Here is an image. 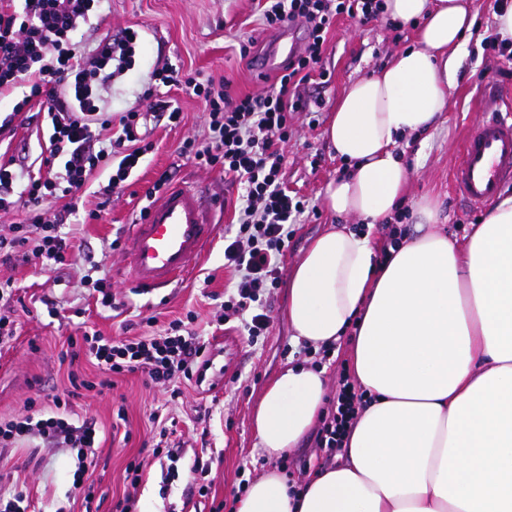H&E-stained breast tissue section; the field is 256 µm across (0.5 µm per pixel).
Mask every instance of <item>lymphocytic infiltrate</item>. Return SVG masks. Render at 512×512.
Returning a JSON list of instances; mask_svg holds the SVG:
<instances>
[{
  "label": "lymphocytic infiltrate",
  "mask_w": 512,
  "mask_h": 512,
  "mask_svg": "<svg viewBox=\"0 0 512 512\" xmlns=\"http://www.w3.org/2000/svg\"><path fill=\"white\" fill-rule=\"evenodd\" d=\"M100 0H0V96L17 89L25 94L15 107L24 112L38 104L53 132L40 145L41 172L26 175L25 164L0 155V212L13 209L16 194L29 206L23 222L0 235V263L10 261L17 248L32 245L42 268L67 265L72 244L63 231L77 217V200L96 172L107 174L98 190L99 201L89 219H99L113 191L124 188L151 148L140 132L144 113L130 109L112 119L98 106L102 90L135 62L140 35L127 29L119 42L103 38L92 53H77L74 33L89 24ZM382 0H265L263 22L276 27L287 20L306 24L303 53L291 60L271 88L262 94L230 96L213 82H194L172 66L156 69L155 81L165 87L186 85L204 101L210 136L206 143L189 140L181 151L197 165L222 167L241 188L233 235L224 240V267L234 281L223 304L225 319L238 320L249 338L266 330L270 316L267 298L279 284V263L285 255L290 227L304 211L280 182L282 144L288 139V120L311 105L299 88L319 74L328 49V33L338 17L362 22L383 18ZM210 343L183 319L171 320L151 334L105 337L86 333L71 340L70 357L86 356L110 373V380L80 381L88 391L113 388V376L141 372L152 383L180 398L182 380L203 382L210 368ZM363 394L349 376H341L316 434L326 456L340 451ZM25 437H37L55 447L74 450L77 468L74 489H81L94 459V422L76 423L67 417L45 416L36 399L23 412L0 422V447H12Z\"/></svg>",
  "instance_id": "f902f5d3"
}]
</instances>
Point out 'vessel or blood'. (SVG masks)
Instances as JSON below:
<instances>
[{
	"instance_id": "vessel-or-blood-1",
	"label": "vessel or blood",
	"mask_w": 512,
	"mask_h": 512,
	"mask_svg": "<svg viewBox=\"0 0 512 512\" xmlns=\"http://www.w3.org/2000/svg\"><path fill=\"white\" fill-rule=\"evenodd\" d=\"M487 113L464 136L451 172L455 195L481 206L512 183V111L501 108L497 95L486 98ZM217 233L199 188L167 191L148 207L129 239L127 267L131 285L151 293L167 287L197 260Z\"/></svg>"
}]
</instances>
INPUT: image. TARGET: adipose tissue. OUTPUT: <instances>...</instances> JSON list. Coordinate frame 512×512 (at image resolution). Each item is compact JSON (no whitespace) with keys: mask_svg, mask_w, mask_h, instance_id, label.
I'll use <instances>...</instances> for the list:
<instances>
[{"mask_svg":"<svg viewBox=\"0 0 512 512\" xmlns=\"http://www.w3.org/2000/svg\"><path fill=\"white\" fill-rule=\"evenodd\" d=\"M391 21L417 28L396 54L339 99L325 130L351 169L325 206L368 226L392 218L410 172L400 142L445 110L470 0H383ZM386 258L368 232L326 226L288 281L293 338L320 349L352 338V375L367 405L338 465L289 484L271 467L236 512H512V195L464 241L435 229L430 203ZM326 369L286 367L265 387L253 429L268 459L293 448L327 404Z\"/></svg>","mask_w":512,"mask_h":512,"instance_id":"obj_1","label":"adipose tissue"}]
</instances>
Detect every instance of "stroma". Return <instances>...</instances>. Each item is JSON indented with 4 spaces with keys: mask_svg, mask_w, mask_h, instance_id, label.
Segmentation results:
<instances>
[{
    "mask_svg": "<svg viewBox=\"0 0 512 512\" xmlns=\"http://www.w3.org/2000/svg\"><path fill=\"white\" fill-rule=\"evenodd\" d=\"M474 26L460 56L449 106L430 132L412 136L403 149L410 167L409 192L403 200L407 211L404 226L417 221L416 209L430 202L437 210L439 228L452 237L464 238L470 225L480 223L484 209L460 210L448 188L452 159L464 134L483 117L478 101L490 86L512 90V77L500 78L505 61L487 50L496 35L494 0H474ZM141 34L139 53L131 70L116 77L104 95L103 111L120 115L142 105V93L152 85L153 70L168 63L197 81H227L231 94L267 90L271 77L257 78L252 71L255 52L263 51V38L274 37L265 29L259 0H105L97 28H81L73 37L79 52L95 48L100 37H119L126 27ZM255 38L254 53L241 54L247 38ZM415 44V28H392L386 21L367 24L344 18L333 27L323 66L330 71V84L312 77L302 93L321 101L319 122L308 125L303 118L292 120L284 147L280 179L290 195L301 198L305 212L296 224L288 249L280 263L279 285L270 293V324L264 336L251 339L231 325L217 324L220 299L232 279L224 269L223 232L234 222L239 189L221 169L197 167L182 155L185 138L207 142V114L202 102L174 87L166 96L182 114L179 125L166 116L146 120V138L153 144L125 188L113 195L112 203L99 219L65 225L75 245L73 263L59 269H42L31 251L14 254L10 265L0 266V277H13L20 289L21 303L15 304L20 338L6 360L0 363V420L22 411L29 398L38 396L51 408L53 395L70 387L72 370L64 354L70 337L79 335L76 323L67 316L84 309L88 326L105 336H120L127 324L155 316L158 324L193 315L198 333L212 341L213 365L205 386L181 383L179 401L150 387L145 375L119 376L103 395L83 392L72 401L74 419L92 420L100 431L95 463L86 475L90 497L72 493L76 456L67 448L44 447L40 439L19 441L11 448L0 447V490L26 489L35 512H114L116 504L131 496L139 512H211L220 502L224 512H234L241 481H249L269 463L253 431V413L266 385L288 363L314 359L313 350L296 343L288 329L286 301L288 280L294 263L313 236L333 216L322 203L326 185L347 172L336 158L324 131L336 102L354 81L388 64L394 54ZM171 185H194L215 200L213 221L219 235L204 255L175 283L154 295L133 292L125 275L124 252L111 249L116 238H129L132 226L147 206L145 193L160 175ZM105 269L112 289L127 302L120 315L96 307L91 285L83 277L92 268ZM54 302L64 318L48 317L45 304ZM80 378L98 381L96 365L82 363ZM165 409L177 421L174 436L178 446V481L167 479L168 459L151 460L142 482L130 486L124 480L127 462L138 456L152 428L157 409ZM209 456V491L200 496L192 482L196 461Z\"/></svg>",
    "mask_w": 512,
    "mask_h": 512,
    "instance_id": "stroma-1",
    "label": "stroma"
}]
</instances>
